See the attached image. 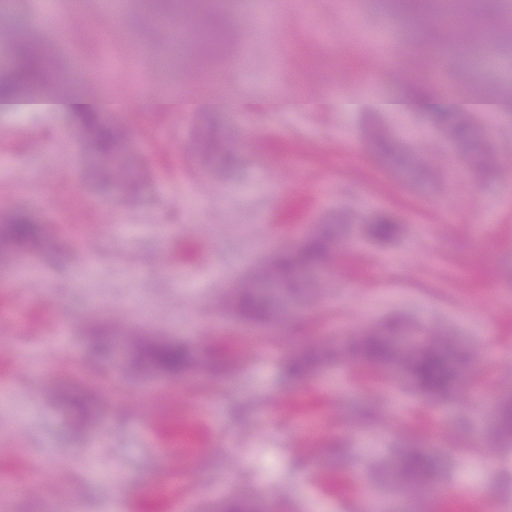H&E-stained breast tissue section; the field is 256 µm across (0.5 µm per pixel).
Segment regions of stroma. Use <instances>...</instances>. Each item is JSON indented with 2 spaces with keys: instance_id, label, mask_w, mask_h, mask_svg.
Masks as SVG:
<instances>
[{
  "instance_id": "stroma-1",
  "label": "stroma",
  "mask_w": 512,
  "mask_h": 512,
  "mask_svg": "<svg viewBox=\"0 0 512 512\" xmlns=\"http://www.w3.org/2000/svg\"><path fill=\"white\" fill-rule=\"evenodd\" d=\"M235 24L208 78L262 103L282 98L404 95L408 81L443 96L512 91V41L480 44L456 60L420 46L381 0H224ZM357 22L362 37L347 36ZM58 49L71 92L142 100L155 87L150 60L166 61L172 89H197L169 30L148 26L136 0H9L0 17V64L14 32ZM395 68L373 69L376 53ZM125 127L122 159L136 196L99 177L105 162L62 112H0V212L24 208L43 224L21 255L0 254V512H222L249 486L276 493L282 512H358L367 490L382 512L398 494L375 481L393 448L414 445L447 469L418 512H512V450L488 457L491 406L430 401L400 379L328 363L286 382L282 365L302 345L348 342L390 317L447 327L473 354L466 386L499 391L512 365V167L486 168L446 128L417 112H111ZM227 131L232 168L212 170L200 129ZM384 131L392 153L376 148ZM471 138L498 155L512 145V112H475ZM392 215L399 235L367 226ZM343 247L307 278L280 320L238 319L224 297L253 269L296 249L319 225ZM139 327L193 347L204 337L244 354L221 379L196 367L178 378L129 371L114 338L97 352L89 322ZM98 375V415L76 421L59 404ZM378 406L388 423H354ZM91 456L101 473L81 464ZM472 472L492 497L443 492Z\"/></svg>"
}]
</instances>
